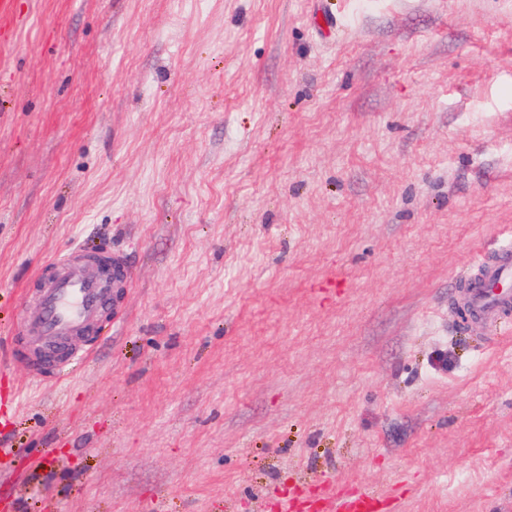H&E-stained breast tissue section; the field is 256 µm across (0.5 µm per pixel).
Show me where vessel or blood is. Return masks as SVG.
<instances>
[{"instance_id": "obj_1", "label": "vessel or blood", "mask_w": 512, "mask_h": 512, "mask_svg": "<svg viewBox=\"0 0 512 512\" xmlns=\"http://www.w3.org/2000/svg\"><path fill=\"white\" fill-rule=\"evenodd\" d=\"M54 274L43 285L38 307L27 326L42 340L69 337L97 326L108 307L112 290L74 253L53 259ZM456 302L471 314L476 325H492L512 311V238L476 258L470 272L457 284ZM388 500L373 489L346 492L326 480L318 497L301 502L284 500L282 512H381Z\"/></svg>"}]
</instances>
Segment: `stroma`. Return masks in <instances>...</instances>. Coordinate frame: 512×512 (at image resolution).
<instances>
[{"label": "stroma", "instance_id": "obj_1", "mask_svg": "<svg viewBox=\"0 0 512 512\" xmlns=\"http://www.w3.org/2000/svg\"><path fill=\"white\" fill-rule=\"evenodd\" d=\"M16 8L0 500L279 512L331 477L397 512H512V325L452 298L512 234V0ZM77 246L129 283L38 382L10 339ZM332 273L346 295L314 294Z\"/></svg>", "mask_w": 512, "mask_h": 512}]
</instances>
